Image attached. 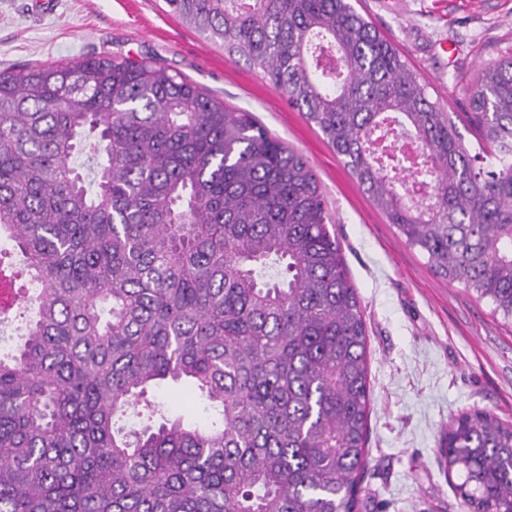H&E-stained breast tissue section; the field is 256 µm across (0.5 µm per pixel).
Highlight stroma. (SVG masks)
Segmentation results:
<instances>
[{
  "mask_svg": "<svg viewBox=\"0 0 512 512\" xmlns=\"http://www.w3.org/2000/svg\"><path fill=\"white\" fill-rule=\"evenodd\" d=\"M446 111L457 80L512 48V0H351ZM135 57L252 113L309 161L364 310L371 409L360 512H467L438 448L450 415L492 411L512 426V323L435 274L358 187L319 128L261 69L171 14L164 0H0V72Z\"/></svg>",
  "mask_w": 512,
  "mask_h": 512,
  "instance_id": "35a3bbf8",
  "label": "stroma"
}]
</instances>
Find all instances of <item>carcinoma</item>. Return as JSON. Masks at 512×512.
Listing matches in <instances>:
<instances>
[{
	"label": "carcinoma",
	"instance_id": "obj_1",
	"mask_svg": "<svg viewBox=\"0 0 512 512\" xmlns=\"http://www.w3.org/2000/svg\"><path fill=\"white\" fill-rule=\"evenodd\" d=\"M165 2L264 72L437 275L512 320V51L469 95L488 161L349 0ZM408 135L419 161L376 152ZM330 223L302 154L165 67L0 72V233L36 310L0 353V512H359L367 334ZM163 385L207 422L161 414ZM440 453L468 512H512L493 412L452 416Z\"/></svg>",
	"mask_w": 512,
	"mask_h": 512
}]
</instances>
